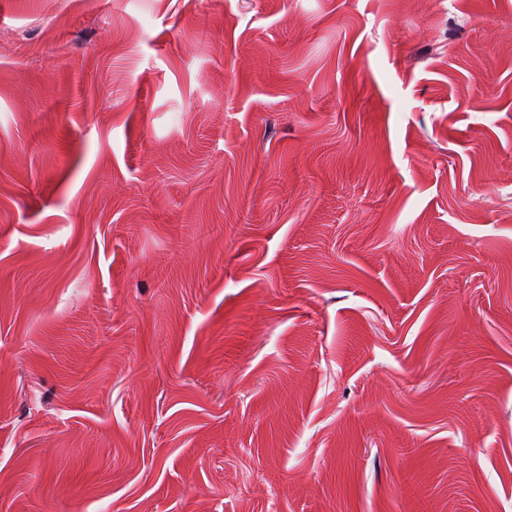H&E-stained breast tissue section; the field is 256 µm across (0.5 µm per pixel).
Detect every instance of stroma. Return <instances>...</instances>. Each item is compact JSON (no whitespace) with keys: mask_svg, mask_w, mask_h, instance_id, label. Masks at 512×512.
Masks as SVG:
<instances>
[{"mask_svg":"<svg viewBox=\"0 0 512 512\" xmlns=\"http://www.w3.org/2000/svg\"><path fill=\"white\" fill-rule=\"evenodd\" d=\"M512 512V0H0V512Z\"/></svg>","mask_w":512,"mask_h":512,"instance_id":"stroma-1","label":"stroma"}]
</instances>
